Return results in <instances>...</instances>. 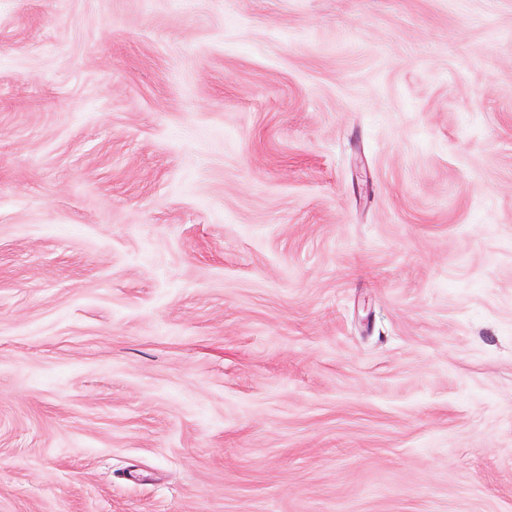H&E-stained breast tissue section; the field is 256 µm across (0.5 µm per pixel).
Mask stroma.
I'll use <instances>...</instances> for the list:
<instances>
[{
  "label": "stroma",
  "instance_id": "obj_1",
  "mask_svg": "<svg viewBox=\"0 0 512 512\" xmlns=\"http://www.w3.org/2000/svg\"><path fill=\"white\" fill-rule=\"evenodd\" d=\"M0 512H512V0H0Z\"/></svg>",
  "mask_w": 512,
  "mask_h": 512
}]
</instances>
